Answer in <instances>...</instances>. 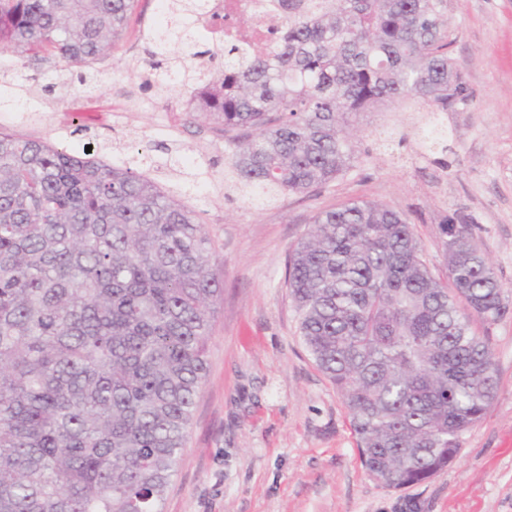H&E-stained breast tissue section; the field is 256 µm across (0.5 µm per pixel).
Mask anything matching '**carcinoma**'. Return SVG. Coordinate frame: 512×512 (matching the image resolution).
<instances>
[{
	"instance_id": "cac0c4a2",
	"label": "carcinoma",
	"mask_w": 512,
	"mask_h": 512,
	"mask_svg": "<svg viewBox=\"0 0 512 512\" xmlns=\"http://www.w3.org/2000/svg\"><path fill=\"white\" fill-rule=\"evenodd\" d=\"M138 0H0V49L86 67ZM445 0H280L267 53L172 55L167 0L149 73L195 83L187 120L224 133L238 181L304 193L353 168L349 116L472 94L448 53ZM448 282L399 212L318 213L285 279L302 341L336 387L360 462L390 489L448 467L496 391L489 328L509 310L466 219L441 227ZM198 213L132 167L0 130V512H161L207 368L223 284Z\"/></svg>"
}]
</instances>
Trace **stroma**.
Segmentation results:
<instances>
[{
	"label": "stroma",
	"instance_id": "stroma-1",
	"mask_svg": "<svg viewBox=\"0 0 512 512\" xmlns=\"http://www.w3.org/2000/svg\"><path fill=\"white\" fill-rule=\"evenodd\" d=\"M457 61L473 100L435 117L414 100L357 115L356 162L307 194L253 197L232 173L224 137L187 121L180 79L144 85L158 18L138 0L124 37L88 84L43 94L30 68L0 52V129L60 149L94 138L96 157L130 166L201 211L224 293L207 373L163 512H512V311L489 331L495 397L457 458L421 484L389 490L362 467L347 411L309 356L285 276L318 212L351 201L406 215L431 267L446 271L443 221L460 214L512 287V0H447ZM441 119L443 139L429 136ZM88 135L76 134V124ZM195 166L178 165V156Z\"/></svg>",
	"mask_w": 512,
	"mask_h": 512
}]
</instances>
